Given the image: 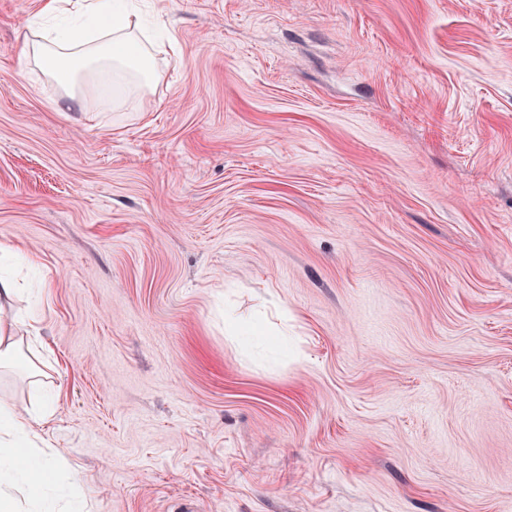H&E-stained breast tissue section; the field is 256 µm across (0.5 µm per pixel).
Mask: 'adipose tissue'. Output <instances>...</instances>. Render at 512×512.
<instances>
[{
  "mask_svg": "<svg viewBox=\"0 0 512 512\" xmlns=\"http://www.w3.org/2000/svg\"><path fill=\"white\" fill-rule=\"evenodd\" d=\"M44 12L76 17L80 25L63 34L49 28L32 30L20 51L59 86L70 112L85 111L84 85L96 77L105 84L116 79L141 91L150 88L156 78L155 58L168 53L166 42L139 38L132 29L131 11L116 0H48ZM21 322L18 316L0 318V369L16 354L27 353L37 404L23 414L0 406V512H17L15 493L22 488L31 497L29 512H54L43 495L53 481L54 465L29 443L32 426L53 415L56 399L45 382L39 339L19 335Z\"/></svg>",
  "mask_w": 512,
  "mask_h": 512,
  "instance_id": "obj_1",
  "label": "adipose tissue"
}]
</instances>
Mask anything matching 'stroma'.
<instances>
[{"mask_svg": "<svg viewBox=\"0 0 512 512\" xmlns=\"http://www.w3.org/2000/svg\"><path fill=\"white\" fill-rule=\"evenodd\" d=\"M42 7L0 0V249L59 512H512V0H141L176 58L87 112Z\"/></svg>", "mask_w": 512, "mask_h": 512, "instance_id": "1", "label": "stroma"}]
</instances>
